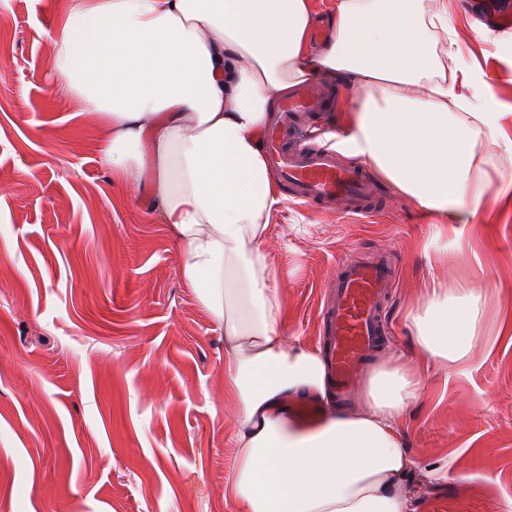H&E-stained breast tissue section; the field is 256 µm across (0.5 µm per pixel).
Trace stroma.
<instances>
[{"label":"stroma","mask_w":512,"mask_h":512,"mask_svg":"<svg viewBox=\"0 0 512 512\" xmlns=\"http://www.w3.org/2000/svg\"><path fill=\"white\" fill-rule=\"evenodd\" d=\"M68 0H0V512H238L225 490L237 430L224 386V330L181 277L183 248L144 185L116 184L108 129L58 86L53 34ZM512 138V32H470ZM467 224H435L375 179L380 211L328 213L284 201L264 249L276 262L281 340L318 347L336 262L391 253L389 335L423 376L396 422L414 463L449 464L512 502V191ZM463 250L451 258L449 245ZM485 295L494 344L451 371L415 349L406 320L431 283Z\"/></svg>","instance_id":"35a3bbf8"}]
</instances>
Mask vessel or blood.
<instances>
[{
	"label": "vessel or blood",
	"instance_id": "vessel-or-blood-1",
	"mask_svg": "<svg viewBox=\"0 0 512 512\" xmlns=\"http://www.w3.org/2000/svg\"><path fill=\"white\" fill-rule=\"evenodd\" d=\"M322 91L312 83L300 88L265 126L260 137L270 166L290 196L322 209L342 206L345 214L364 215L376 204L362 168L341 165L328 148L303 144L295 117L310 111ZM396 267L384 254L338 262L334 297L321 310V343L330 368L331 384L345 393L385 336L383 311L396 284ZM418 512H502L497 489L474 483L462 489L450 480L432 488L418 503Z\"/></svg>",
	"mask_w": 512,
	"mask_h": 512
}]
</instances>
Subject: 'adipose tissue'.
Instances as JSON below:
<instances>
[{"mask_svg":"<svg viewBox=\"0 0 512 512\" xmlns=\"http://www.w3.org/2000/svg\"><path fill=\"white\" fill-rule=\"evenodd\" d=\"M74 0L53 40L66 92L111 129L116 179L150 183L181 242L183 280L224 327V382L238 412L227 490L242 512H409L412 461L395 429L421 381L394 355L370 374L366 408L301 421L297 398L330 385L319 350L284 345L267 229L283 202L259 137L279 103L332 81L344 121L333 149L367 164L439 223L497 200L486 157L512 160L481 71L457 47L444 0ZM407 318L429 361L467 366L485 329L481 291L433 287Z\"/></svg>","mask_w":512,"mask_h":512,"instance_id":"obj_1","label":"adipose tissue"}]
</instances>
